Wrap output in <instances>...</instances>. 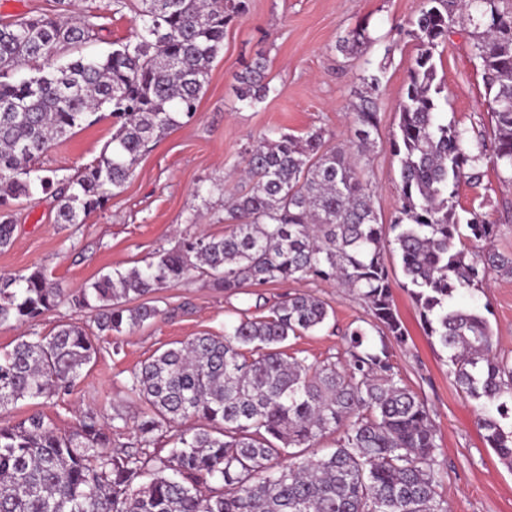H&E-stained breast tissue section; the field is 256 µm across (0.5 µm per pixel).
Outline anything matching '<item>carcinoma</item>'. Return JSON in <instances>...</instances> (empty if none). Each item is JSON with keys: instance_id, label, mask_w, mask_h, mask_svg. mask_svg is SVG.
<instances>
[{"instance_id": "obj_1", "label": "carcinoma", "mask_w": 512, "mask_h": 512, "mask_svg": "<svg viewBox=\"0 0 512 512\" xmlns=\"http://www.w3.org/2000/svg\"><path fill=\"white\" fill-rule=\"evenodd\" d=\"M135 36L104 56L55 63L94 39L97 7L78 17L59 0L55 16L0 22V249L13 239V202L35 189L60 200L62 224H83L124 187L148 144L193 118L224 32L246 0H138ZM504 0H422L407 35L419 49L389 140L399 161L401 206L379 222L373 192L355 157L378 134L385 71L362 76L352 105L354 137L331 146L320 130L263 134L243 151L247 190L225 207L222 236L201 234L160 250L146 268L98 277L77 304L94 312L98 333L66 323L20 339L0 355V410L20 400L70 391L98 352L100 336L121 334L161 310L131 300L174 288L191 274L233 294L247 284L333 281L363 301L371 319L342 332L344 359L319 363L284 345L322 328L327 303L308 291L287 294L267 316L242 318L224 335L194 336L131 372L130 391L149 405L136 446L112 445L114 423L93 413L59 432L34 413L0 423V512H448L439 488L436 429L428 404L400 376L391 345L408 335L386 265L395 245L428 335L450 352L457 389L477 402V424L512 468V365L497 352L489 320L450 301L480 288L492 272L512 278V254L496 251L497 225L454 202L461 182L481 183L484 161L512 182V6ZM474 22L472 54L485 87L493 156L469 131L440 118L445 86L435 53L460 15ZM374 42L365 27L336 45L345 55ZM42 60L47 68L14 75ZM249 106L271 91L258 53L236 75ZM110 106L116 126L101 155L77 174L39 166L52 145ZM68 294L43 271L0 275V324L30 326ZM166 455L151 448L178 421ZM337 435L327 455L308 449Z\"/></svg>"}]
</instances>
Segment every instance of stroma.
<instances>
[{
	"mask_svg": "<svg viewBox=\"0 0 512 512\" xmlns=\"http://www.w3.org/2000/svg\"><path fill=\"white\" fill-rule=\"evenodd\" d=\"M103 28L84 54L101 56L115 40H129L134 11L114 12L112 0H96ZM247 14L230 25L224 48L209 72L198 112L169 130L143 153L134 175L112 196L104 211L82 224L58 221L59 202L34 191L13 207V242L0 250V274L43 270L66 288L70 299L44 316L34 330L48 334L62 323L93 328L94 314L74 306L86 285L106 272L143 268L156 252L176 247L199 234L223 235L224 192L240 186L233 168L243 149L263 133L281 129L297 135L324 130L330 143L352 136V104L363 88L368 63H385L379 99L376 145L361 157L359 167L373 191L382 223H390L400 206L399 163L389 147L396 128V107L418 44L407 36L421 0H247ZM367 27L376 39L366 52L344 57L338 41L352 28ZM472 25L460 18L448 42L440 47L438 77L448 93L442 118L471 133L487 127L481 70L471 52ZM390 34L400 46L385 56L380 36ZM264 53L271 91L255 106L236 99L234 79L244 60ZM112 120L104 118L56 143L41 158L43 167L59 176L74 175L99 157L112 138ZM457 210L475 208L497 224L496 247L512 252V182L485 167L480 186L461 182ZM386 263L395 285L398 314L409 333L405 347L393 350V360L406 384L429 405L437 428L436 456L446 470L440 488L450 512H512V470L504 466L484 441L475 422V406L459 392L449 354L437 338L428 336L419 310L403 290L401 261L388 250ZM307 290L328 302L334 327L312 332L290 343L291 351L316 363L339 356L340 334L351 322L369 316L366 305L336 284L310 282ZM296 284L248 286L230 296L222 289L191 277L173 288L146 297L161 309L158 318L122 334L104 337L99 352L84 366L69 394L40 403L23 400L0 411V422L13 424L41 412L62 432L72 429L86 412L111 418L122 411L128 425L112 437L113 444L135 439L133 421L146 412L142 398L128 389L130 372L173 343L203 335L223 334L239 318L268 315L272 305ZM454 305L485 312L496 335L497 352L512 362V278L489 275L483 287L455 295Z\"/></svg>",
	"mask_w": 512,
	"mask_h": 512,
	"instance_id": "1",
	"label": "stroma"
}]
</instances>
